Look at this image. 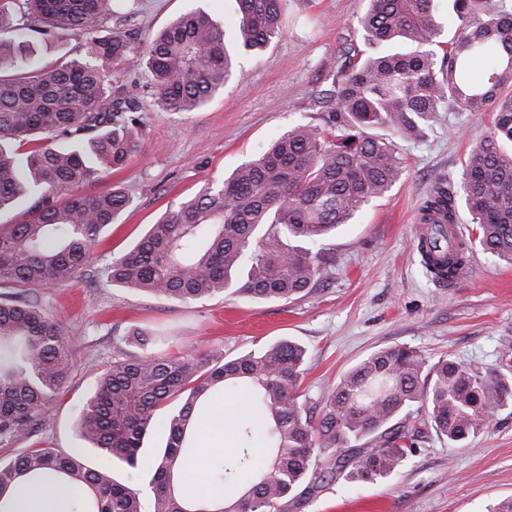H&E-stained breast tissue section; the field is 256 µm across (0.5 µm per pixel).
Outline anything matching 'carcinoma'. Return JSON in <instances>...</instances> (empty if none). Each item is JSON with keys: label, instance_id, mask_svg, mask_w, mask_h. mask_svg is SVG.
Returning <instances> with one entry per match:
<instances>
[{"label": "carcinoma", "instance_id": "obj_1", "mask_svg": "<svg viewBox=\"0 0 512 512\" xmlns=\"http://www.w3.org/2000/svg\"><path fill=\"white\" fill-rule=\"evenodd\" d=\"M288 0H236V46L261 50L283 36ZM454 36L438 41L434 0H368L360 26L388 50L353 48L327 65L332 88L319 92L324 125H299L219 183L165 211L105 274L115 286L171 301L218 294L288 301L318 281L313 251L365 206L383 198L403 167L393 140L419 133L439 112L492 108V128L462 167L461 190L482 249L512 263V4L452 0ZM126 0H0V213L27 199L19 224L0 229V285L64 283L92 260L105 227L131 204L120 189L83 194L102 174L141 151L133 128V87H112V70L136 56L151 75L163 112L188 115L232 76L224 24L189 11L145 42L112 30L131 24ZM62 28L88 36L84 56L40 64L30 37ZM458 220L448 177L431 185L419 223L426 269L452 273L468 242L452 245ZM142 354L116 358L74 423L79 439L111 462L137 465L146 433L165 411L168 441L153 463L151 512H282L338 477L368 482L393 474L416 451L422 430L469 444L492 410L512 401V379L444 356L392 345L363 358L336 383L318 419L298 392L307 350L282 339L246 353L157 355L151 335L128 331ZM71 371L69 337L36 300L0 293V446L27 438L31 424ZM245 388L256 400L269 445L252 447L247 422L234 424L240 448L218 460L216 502L184 491L195 425L210 402ZM83 449L28 448L0 462V512L24 481L64 483L72 512H144L140 493L116 482L109 465L90 467Z\"/></svg>", "mask_w": 512, "mask_h": 512}]
</instances>
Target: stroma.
<instances>
[{
	"label": "stroma",
	"mask_w": 512,
	"mask_h": 512,
	"mask_svg": "<svg viewBox=\"0 0 512 512\" xmlns=\"http://www.w3.org/2000/svg\"><path fill=\"white\" fill-rule=\"evenodd\" d=\"M141 6L134 26L141 39L197 7L226 28L236 22V0H141ZM367 7V0H288L283 36L263 52L235 53V76L189 115L157 107L140 59L122 65L120 82L137 86L142 153L88 190L118 187L132 204L101 234L91 264L75 278L32 288L63 321L72 372L28 444L81 446L72 429L76 412L113 357L140 355L136 344L123 340L135 326L160 334L163 353L235 355L293 339L308 351L300 391L314 414L343 373L396 344L420 350L431 363L448 355L512 376V263L473 246L471 278L443 287L425 276L415 248L419 208L430 186L443 176L458 182L470 148L489 131L488 111L442 112L420 136L397 138L400 180L327 241L321 279L295 300L221 294L185 304L112 286L102 274L167 208L224 178L289 128L322 124L325 109L317 94L330 86L323 64L338 56L343 40L365 49L359 20ZM167 437L163 424H156L137 466L113 469L114 478L147 503L152 461ZM25 445L0 447V461L13 459ZM506 497H512V404L492 411L488 428L469 446L424 431L416 452L392 475L373 483L337 480L287 512H488Z\"/></svg>",
	"instance_id": "1"
}]
</instances>
